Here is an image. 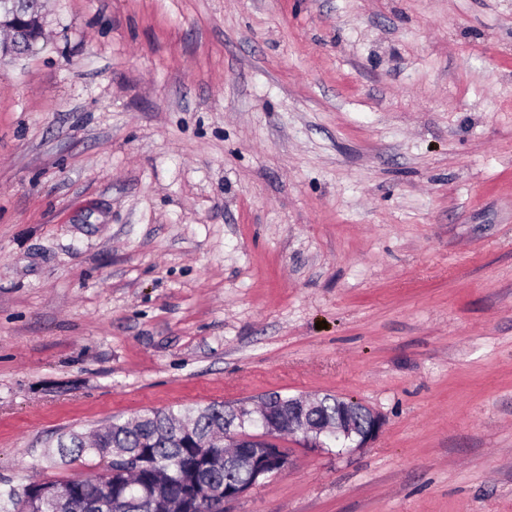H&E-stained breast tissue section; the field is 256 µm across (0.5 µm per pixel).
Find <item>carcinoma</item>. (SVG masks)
Returning <instances> with one entry per match:
<instances>
[{
  "label": "carcinoma",
  "mask_w": 512,
  "mask_h": 512,
  "mask_svg": "<svg viewBox=\"0 0 512 512\" xmlns=\"http://www.w3.org/2000/svg\"><path fill=\"white\" fill-rule=\"evenodd\" d=\"M36 0H0V20L19 6L33 10ZM236 405L220 403L204 407L153 409L138 415L130 424L115 416L112 423L99 430L93 441L83 433L71 431L58 438L56 445L44 452L53 462L67 463L88 456L109 458L112 449L125 451L124 460L111 464L105 485L96 486L80 478L36 483L30 499L24 500L11 488L0 489V512H65L63 495L85 501L86 512H131L142 509L152 497L155 473L162 469L169 481L171 495H188V507H194L196 485L204 484L224 491V483H245L249 472L243 468H209L205 459L206 441L224 428V421L234 417Z\"/></svg>",
  "instance_id": "1"
}]
</instances>
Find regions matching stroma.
Returning <instances> with one entry per match:
<instances>
[{"instance_id": "35a3bbf8", "label": "stroma", "mask_w": 512, "mask_h": 512, "mask_svg": "<svg viewBox=\"0 0 512 512\" xmlns=\"http://www.w3.org/2000/svg\"><path fill=\"white\" fill-rule=\"evenodd\" d=\"M0 60V486L57 437L334 394L227 512H512V0H43Z\"/></svg>"}]
</instances>
